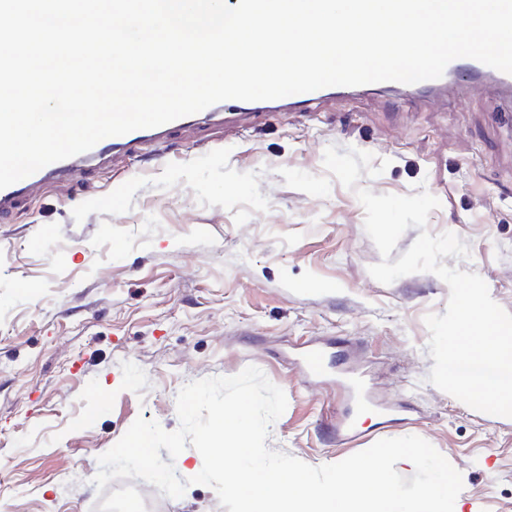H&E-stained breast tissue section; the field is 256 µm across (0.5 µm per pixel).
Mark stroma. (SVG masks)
<instances>
[{"label":"stroma","instance_id":"obj_1","mask_svg":"<svg viewBox=\"0 0 512 512\" xmlns=\"http://www.w3.org/2000/svg\"><path fill=\"white\" fill-rule=\"evenodd\" d=\"M331 145L373 154L382 173L359 184L374 194L437 197L426 229L470 252L444 264L512 313V97L453 85L434 100L362 93L198 118L0 217V512H91L98 458L137 418L176 430L185 384L250 365L288 401L269 449L319 466L416 435L461 473L456 512H512V418L427 380L424 318L445 314L449 288L429 272L370 276L381 255L323 166ZM314 345L328 377L301 366ZM342 418L354 437L341 442ZM173 461L182 498L146 487L163 512H228L194 484L195 448Z\"/></svg>","mask_w":512,"mask_h":512}]
</instances>
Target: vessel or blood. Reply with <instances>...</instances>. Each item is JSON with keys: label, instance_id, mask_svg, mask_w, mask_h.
<instances>
[{"label": "vessel or blood", "instance_id": "b4317fda", "mask_svg": "<svg viewBox=\"0 0 512 512\" xmlns=\"http://www.w3.org/2000/svg\"><path fill=\"white\" fill-rule=\"evenodd\" d=\"M462 74L472 75L475 82L491 83L501 90L512 92V74H506L491 68L471 58H458L451 61L442 77L432 80H424L414 84L399 82H385L386 90L402 94L405 99H412L417 96H430L448 87L456 76ZM355 87L335 86L320 90L294 94L277 100L270 101H231L214 104L205 110L206 116L219 117L222 110L235 108L244 113H257L272 111L281 108L305 111L320 101L328 98L355 94ZM169 125H162L151 129H140L122 136L108 137L98 142L92 149L78 154L77 157H70L61 161L51 163L35 174L3 189H0V214L11 210L16 200L27 191L36 188L41 179L48 176L69 177L77 173L78 163H90L109 154L131 149L145 142H161L167 132Z\"/></svg>", "mask_w": 512, "mask_h": 512}]
</instances>
